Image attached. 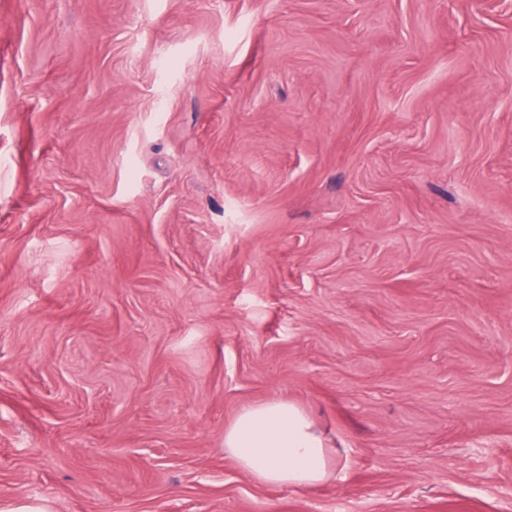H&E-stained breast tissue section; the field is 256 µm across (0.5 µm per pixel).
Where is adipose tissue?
<instances>
[{
    "mask_svg": "<svg viewBox=\"0 0 512 512\" xmlns=\"http://www.w3.org/2000/svg\"><path fill=\"white\" fill-rule=\"evenodd\" d=\"M239 469L262 485L310 490L335 472L324 432L294 404L271 400L243 410L224 432Z\"/></svg>",
    "mask_w": 512,
    "mask_h": 512,
    "instance_id": "1",
    "label": "adipose tissue"
}]
</instances>
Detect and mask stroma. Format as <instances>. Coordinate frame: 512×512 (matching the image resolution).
Masks as SVG:
<instances>
[{"instance_id":"35a3bbf8","label":"stroma","mask_w":512,"mask_h":512,"mask_svg":"<svg viewBox=\"0 0 512 512\" xmlns=\"http://www.w3.org/2000/svg\"><path fill=\"white\" fill-rule=\"evenodd\" d=\"M0 512H512V0H0ZM224 447L239 469L262 485L310 490L337 467L324 432L302 409L281 400L243 410L224 431Z\"/></svg>"}]
</instances>
